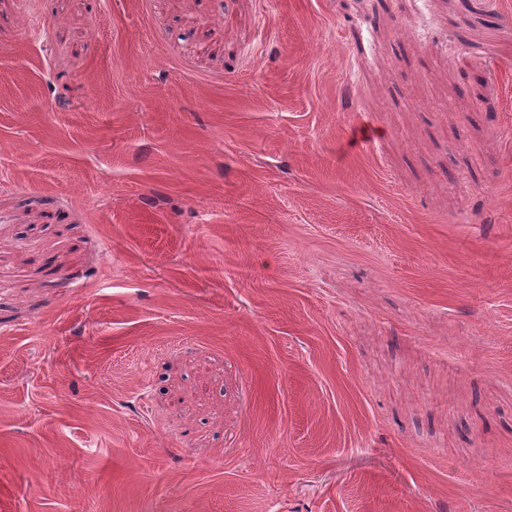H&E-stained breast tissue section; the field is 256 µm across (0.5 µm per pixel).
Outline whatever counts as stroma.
Here are the masks:
<instances>
[{
    "label": "stroma",
    "instance_id": "35a3bbf8",
    "mask_svg": "<svg viewBox=\"0 0 512 512\" xmlns=\"http://www.w3.org/2000/svg\"><path fill=\"white\" fill-rule=\"evenodd\" d=\"M0 512H512V0H0Z\"/></svg>",
    "mask_w": 512,
    "mask_h": 512
}]
</instances>
